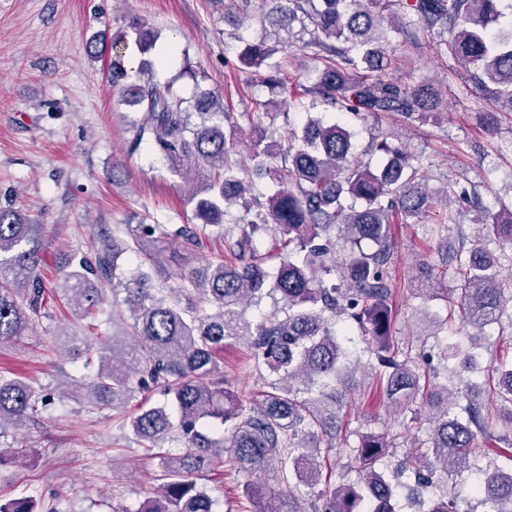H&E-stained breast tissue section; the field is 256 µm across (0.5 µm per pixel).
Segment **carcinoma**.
Here are the masks:
<instances>
[{"label":"carcinoma","mask_w":512,"mask_h":512,"mask_svg":"<svg viewBox=\"0 0 512 512\" xmlns=\"http://www.w3.org/2000/svg\"><path fill=\"white\" fill-rule=\"evenodd\" d=\"M259 17L265 35L258 41L239 32L238 60L246 68L273 71L288 109L308 110L305 98L366 121L395 112L425 119L437 108L436 93L423 85L387 83L393 62L390 33L418 28L436 34L439 46L469 74L474 87L512 112V19L501 0H263ZM310 31L303 40L294 24ZM135 37L140 54L151 53L158 35L138 20L112 40V48ZM318 66L290 74L297 55ZM153 63L127 69L120 55L110 67L112 87L124 105L142 109L135 143L151 136L171 172L186 165L201 180L189 187L186 205L195 224H129L128 238L102 233L94 256L72 258L61 295L81 318L93 316L106 297L125 294L119 330L83 367L100 405L135 412L118 417L130 427L147 457L157 461L153 496L136 512H218V500L199 473H242V497L252 512H268L270 497L252 476L276 463L281 488L275 512H472L461 504L475 499L481 512H512V362L491 357L484 369L487 402L472 398L477 387L460 378L453 390L438 383L440 370L458 361L475 369L474 350H490L484 328L512 308V283L503 280L500 258L480 244L456 256L458 284L447 297L448 319L478 330L461 341L448 336L438 352L414 353L391 334L393 243L388 224H418L430 207L424 176L411 155L383 137L356 153L355 133L339 122L310 117L302 130H288L287 144L268 140L279 103L253 100L241 113L249 139L233 113L212 95L188 101L171 84L153 81ZM197 115L199 122L191 121ZM253 162L247 171L234 157L239 143ZM274 185L266 198L252 195L250 175ZM459 196L476 221L500 246L512 249V207L492 215L464 186ZM242 201L232 221L229 207ZM272 233L263 247L264 234ZM223 240L222 257L173 277L139 271L116 273L117 259L132 251L150 257L176 242L191 257L211 234ZM38 239L33 225L9 206H0V336H17L44 307L35 275ZM274 311L253 317L264 299ZM359 336L366 348L351 347ZM244 343L263 389L243 400L224 378V345ZM368 357L371 391L398 406L423 391L437 409L424 438L397 453V435L366 432L352 445V463L341 472L322 470L336 450V417L346 392ZM159 394L161 402L151 401ZM29 382L0 374V437L46 406ZM177 440L184 454L171 455L164 443ZM33 448L21 440L0 447V467L21 461ZM357 472L354 480L351 472ZM454 490H448V487ZM0 512H55L31 496L0 501Z\"/></svg>","instance_id":"cac0c4a2"}]
</instances>
